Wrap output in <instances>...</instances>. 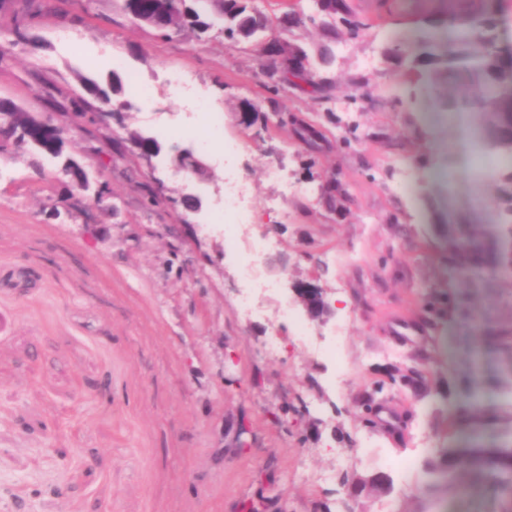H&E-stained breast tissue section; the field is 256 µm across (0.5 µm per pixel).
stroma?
Listing matches in <instances>:
<instances>
[{
  "label": "stroma",
  "instance_id": "1",
  "mask_svg": "<svg viewBox=\"0 0 512 512\" xmlns=\"http://www.w3.org/2000/svg\"><path fill=\"white\" fill-rule=\"evenodd\" d=\"M350 3L369 27L355 38L340 30L336 61L319 74L332 86L322 98L267 92L254 52L218 30L160 39L121 0H43L32 40L0 63V100L52 112L81 93L80 77L112 70L151 96L140 104L127 92L123 122L98 132L93 154L66 148L88 170L110 168L100 204L73 194L57 164L38 173L28 150L0 154V512H244L260 498L269 512L512 506L481 479L427 490L418 470L385 496L351 501L339 483L348 470L339 451L352 441L360 473L383 469L388 456L438 455L452 441L500 443L499 337L512 330V274L448 266L447 228L494 231L498 204L485 189L449 196V182L465 178L459 144L434 92L387 52L402 24L382 0ZM81 10L84 22L71 23ZM63 30L82 54L60 41ZM176 73L188 97L172 95ZM202 99L222 110V137L244 145L233 173L179 132ZM290 113L313 135L288 123ZM131 129L160 139L159 156L139 159ZM186 148L204 178L175 170ZM275 165L284 182L267 180ZM403 173L408 194L396 189ZM231 174L249 190L252 232L275 244L260 270L274 288L251 316L236 307L238 261L221 226L206 223ZM333 177L349 200L331 209L321 186ZM157 179L167 201L145 208ZM189 195L201 196L199 211L182 206ZM302 280L325 289L331 316L293 303ZM301 325L312 342L298 341ZM333 343L345 374L323 352ZM400 365L419 370L429 391L398 388L366 413L374 382ZM445 386L473 396L493 422L451 426L452 398L436 393ZM242 425L245 448L236 445Z\"/></svg>",
  "mask_w": 512,
  "mask_h": 512
}]
</instances>
